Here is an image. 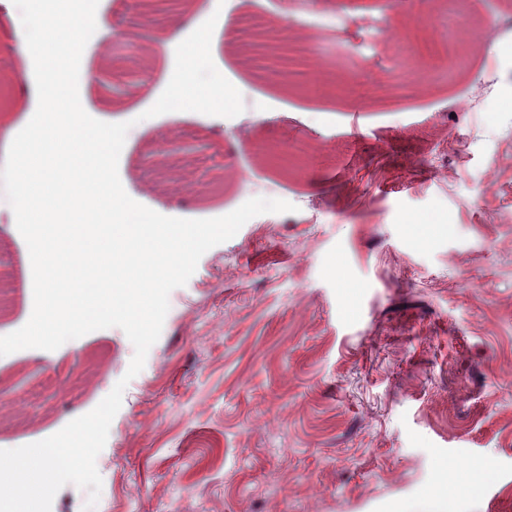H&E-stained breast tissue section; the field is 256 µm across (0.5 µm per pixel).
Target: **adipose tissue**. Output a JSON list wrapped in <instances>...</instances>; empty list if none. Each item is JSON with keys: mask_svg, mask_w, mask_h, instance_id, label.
Returning <instances> with one entry per match:
<instances>
[{"mask_svg": "<svg viewBox=\"0 0 512 512\" xmlns=\"http://www.w3.org/2000/svg\"><path fill=\"white\" fill-rule=\"evenodd\" d=\"M195 29L196 36L192 41H185L184 34L188 29ZM169 52L179 54L184 59L185 73L173 80L167 93L157 99L156 107L163 112H191L196 108H204L211 112L231 111L235 101V87L231 84L222 85L214 90L196 85L194 74L197 70L208 67L214 51L209 33L198 28L194 16L182 15L179 24L171 26L167 38Z\"/></svg>", "mask_w": 512, "mask_h": 512, "instance_id": "adipose-tissue-1", "label": "adipose tissue"}]
</instances>
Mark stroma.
I'll return each mask as SVG.
<instances>
[{
    "mask_svg": "<svg viewBox=\"0 0 512 512\" xmlns=\"http://www.w3.org/2000/svg\"><path fill=\"white\" fill-rule=\"evenodd\" d=\"M188 2L217 39L211 67L236 87L232 111L143 119L181 68L162 43L164 17L149 29L151 70L122 92L99 79L97 44L83 52L92 117L132 124L121 181L169 217L270 196L294 209L253 217L171 291L96 459L95 512H429L441 469L481 465L493 476L460 512L512 504V81L483 88L474 44L489 14L512 27V0H462L457 15L443 0ZM423 13L438 18V39L417 25ZM250 18L287 30L291 82L244 65ZM415 40L424 76L391 89ZM452 53L464 66L445 81ZM317 69L352 95L313 92ZM33 80L1 20L0 162ZM170 131L198 146L211 184L142 196L155 175L147 157ZM258 141L307 149L277 166ZM32 308L28 248L0 207V335ZM133 355L112 327L0 357L8 406L32 422L0 423V449L90 412Z\"/></svg>",
    "mask_w": 512,
    "mask_h": 512,
    "instance_id": "1",
    "label": "stroma"
}]
</instances>
